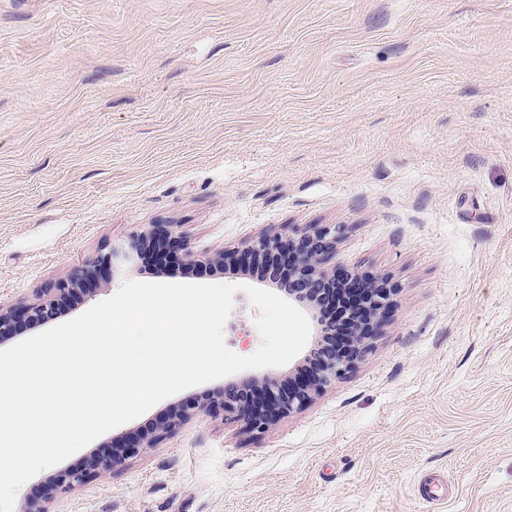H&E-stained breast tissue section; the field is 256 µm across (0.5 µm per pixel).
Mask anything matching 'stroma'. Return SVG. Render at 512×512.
I'll use <instances>...</instances> for the list:
<instances>
[{"instance_id": "1", "label": "stroma", "mask_w": 512, "mask_h": 512, "mask_svg": "<svg viewBox=\"0 0 512 512\" xmlns=\"http://www.w3.org/2000/svg\"><path fill=\"white\" fill-rule=\"evenodd\" d=\"M152 224L216 253L342 226L397 289L372 348L264 432L200 413L52 512H512V0H0V304ZM263 285L218 266L123 280ZM234 295L227 346L261 344ZM185 389L27 481L144 429ZM442 470L452 499L420 500Z\"/></svg>"}]
</instances>
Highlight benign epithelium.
Instances as JSON below:
<instances>
[{
	"label": "benign epithelium",
	"instance_id": "benign-epithelium-1",
	"mask_svg": "<svg viewBox=\"0 0 512 512\" xmlns=\"http://www.w3.org/2000/svg\"><path fill=\"white\" fill-rule=\"evenodd\" d=\"M339 233L340 228L334 225H324L315 229L288 227L214 255L199 254L192 247L183 244L180 261L186 268L205 262H218L229 268L239 261L275 264L285 255L288 277L299 284V287L288 290V294L294 296L297 302L309 306L311 302L308 297L316 295L323 287L336 284V269L327 267V263L336 256V240ZM169 235L171 232L166 225L154 224L147 231L132 236L124 251L112 252L109 261L112 262L119 257L126 258L142 249L153 238ZM96 272L97 264L94 262L77 266L57 285V288L37 297L34 301L19 307L0 305V338L11 335L16 322L21 319L32 325H40L52 319L60 300L79 290L87 279L96 275ZM395 292L396 289L390 287L370 289L371 320L375 321L385 314L394 301ZM351 342L356 350L355 356L346 358L334 351H323L317 373L306 384L286 392L282 389V379L279 376L264 375L247 379L240 385L203 401L183 405L151 431L127 440L125 452L130 455L140 448L155 447L197 412L221 415L226 421L242 420L251 429L264 431L277 421L299 411L310 399L347 375L358 358L369 351L370 333L358 331L351 337ZM123 460V456L118 457L106 452L90 458L82 467L56 475L45 494L25 500L24 512H50V503L57 497L112 472Z\"/></svg>",
	"mask_w": 512,
	"mask_h": 512
}]
</instances>
